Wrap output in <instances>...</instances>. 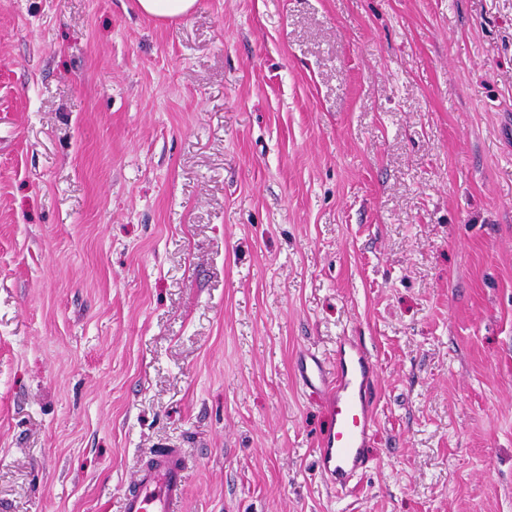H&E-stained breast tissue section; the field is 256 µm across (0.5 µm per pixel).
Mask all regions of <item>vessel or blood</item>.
<instances>
[{
    "instance_id": "b4317fda",
    "label": "vessel or blood",
    "mask_w": 512,
    "mask_h": 512,
    "mask_svg": "<svg viewBox=\"0 0 512 512\" xmlns=\"http://www.w3.org/2000/svg\"><path fill=\"white\" fill-rule=\"evenodd\" d=\"M376 376L377 364L370 352L346 336L336 343L334 362L308 352L298 364L304 390L332 393V424L317 450V464L322 477L334 489H349L369 467ZM187 469L188 462L180 449L157 450L137 470L130 488L121 496L120 512H178L185 495Z\"/></svg>"
}]
</instances>
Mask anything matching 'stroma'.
<instances>
[{
    "label": "stroma",
    "instance_id": "1",
    "mask_svg": "<svg viewBox=\"0 0 512 512\" xmlns=\"http://www.w3.org/2000/svg\"><path fill=\"white\" fill-rule=\"evenodd\" d=\"M378 366L316 471L302 350ZM512 512V0H0V512ZM196 0H136L135 8L141 15L164 22L188 16ZM297 367L305 391L321 394L333 388L329 401L332 424L317 449V464L330 487L349 489L369 468L377 364L361 343L343 336L336 342L333 364L307 352ZM187 469L179 448L157 450L121 496L120 512H177L185 495Z\"/></svg>",
    "mask_w": 512,
    "mask_h": 512
}]
</instances>
